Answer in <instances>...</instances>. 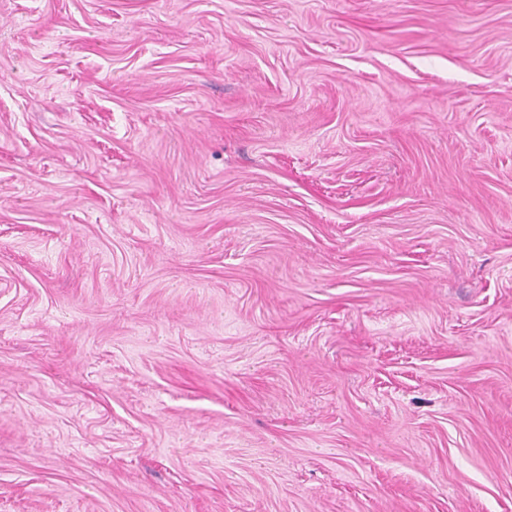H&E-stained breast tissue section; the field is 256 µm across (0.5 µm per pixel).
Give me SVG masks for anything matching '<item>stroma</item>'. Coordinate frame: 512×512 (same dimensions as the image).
I'll list each match as a JSON object with an SVG mask.
<instances>
[{
	"label": "stroma",
	"instance_id": "1",
	"mask_svg": "<svg viewBox=\"0 0 512 512\" xmlns=\"http://www.w3.org/2000/svg\"><path fill=\"white\" fill-rule=\"evenodd\" d=\"M0 512H512V0H0Z\"/></svg>",
	"mask_w": 512,
	"mask_h": 512
}]
</instances>
